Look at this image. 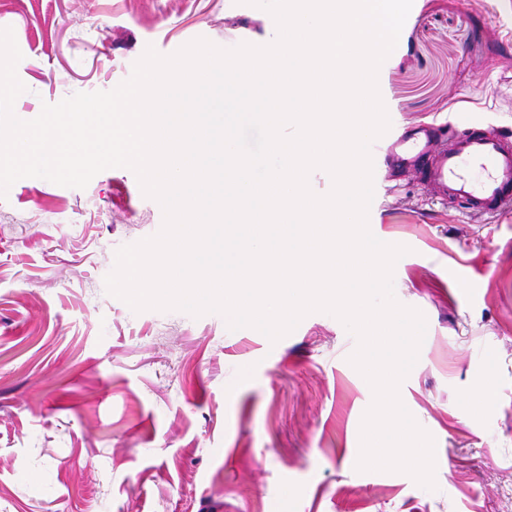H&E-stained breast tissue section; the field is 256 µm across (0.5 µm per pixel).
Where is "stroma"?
I'll return each mask as SVG.
<instances>
[{"label": "stroma", "mask_w": 512, "mask_h": 512, "mask_svg": "<svg viewBox=\"0 0 512 512\" xmlns=\"http://www.w3.org/2000/svg\"><path fill=\"white\" fill-rule=\"evenodd\" d=\"M3 27L25 120L113 90L147 46L276 33L245 0H0ZM378 88L389 136L451 119L512 144V0H413ZM372 161L369 228L407 246L394 287L427 321L400 397L435 440L436 490L356 471L373 392L336 317L311 313L273 343L108 294L117 249L164 220L111 168L83 189L23 178L0 200V512H512V208L466 215L433 198L425 160ZM488 371L484 413L466 397Z\"/></svg>", "instance_id": "35a3bbf8"}]
</instances>
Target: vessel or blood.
Masks as SVG:
<instances>
[{"mask_svg":"<svg viewBox=\"0 0 512 512\" xmlns=\"http://www.w3.org/2000/svg\"><path fill=\"white\" fill-rule=\"evenodd\" d=\"M388 150L428 156L426 181L431 193L458 202L472 215H494L512 206V147L504 146L498 133L467 132L437 149L414 133L394 140Z\"/></svg>","mask_w":512,"mask_h":512,"instance_id":"b4317fda","label":"vessel or blood"}]
</instances>
